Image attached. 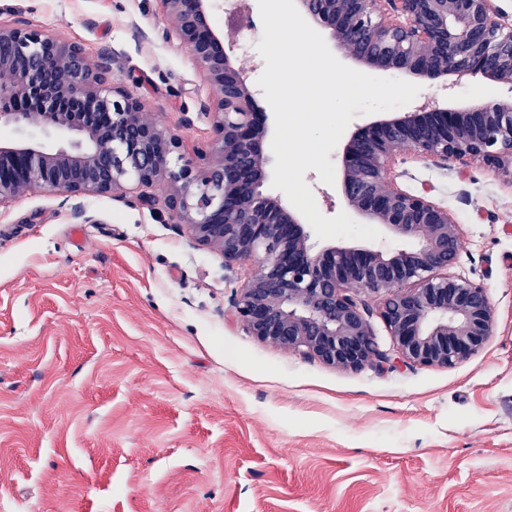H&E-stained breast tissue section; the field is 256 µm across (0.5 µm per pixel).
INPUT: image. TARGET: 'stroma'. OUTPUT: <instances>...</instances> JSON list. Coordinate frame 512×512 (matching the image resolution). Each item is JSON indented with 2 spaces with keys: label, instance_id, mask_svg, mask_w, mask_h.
<instances>
[{
  "label": "stroma",
  "instance_id": "obj_1",
  "mask_svg": "<svg viewBox=\"0 0 512 512\" xmlns=\"http://www.w3.org/2000/svg\"><path fill=\"white\" fill-rule=\"evenodd\" d=\"M105 62L183 159L208 144V89L163 41L157 0H0ZM219 27L260 41L258 0H220ZM512 88L478 74L418 100ZM392 173L457 219L452 274L486 287L495 327L454 366L338 369L258 341L225 266L166 210L87 199L74 223L37 190L0 210V512H512V178L415 155Z\"/></svg>",
  "mask_w": 512,
  "mask_h": 512
}]
</instances>
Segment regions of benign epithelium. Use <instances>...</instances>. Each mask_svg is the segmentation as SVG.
I'll return each mask as SVG.
<instances>
[{
  "mask_svg": "<svg viewBox=\"0 0 512 512\" xmlns=\"http://www.w3.org/2000/svg\"><path fill=\"white\" fill-rule=\"evenodd\" d=\"M157 2L164 41L188 50L209 90L200 113L212 118V139L195 163L171 165L176 135L128 88L107 87V67L82 46L22 22L0 25V125L62 141L49 150L33 136L0 144V209L40 189L82 219L86 199L122 197L133 184L141 205L165 208L224 265L254 262L233 309L262 342L342 369L396 361L449 367L475 354L492 335L494 310L483 285L448 272L461 249L459 224L428 191L398 187L391 169L411 153L440 166L480 161L512 176V105L447 109L429 99L413 115L357 128L341 156L346 206L419 247L389 258L339 246L315 252L301 219L261 191L268 113L246 64L226 51L228 33L212 24L217 0ZM295 5L330 30L346 56L374 68L428 81L479 73L512 87V25L492 0ZM159 183L162 197L151 192ZM374 313L391 336V355L375 339Z\"/></svg>",
  "mask_w": 512,
  "mask_h": 512,
  "instance_id": "1",
  "label": "benign epithelium"
}]
</instances>
